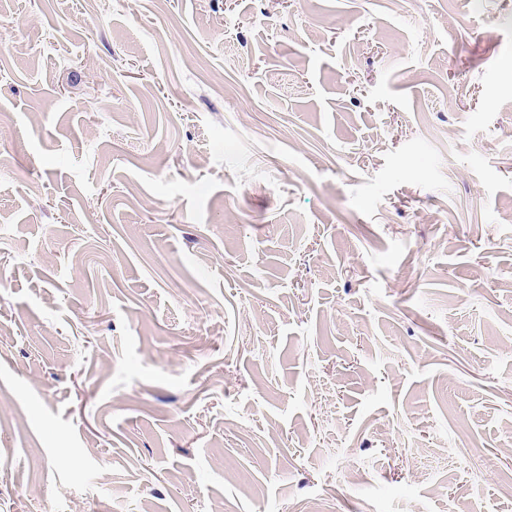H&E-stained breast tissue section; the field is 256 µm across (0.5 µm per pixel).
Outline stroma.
I'll return each instance as SVG.
<instances>
[{"instance_id":"35a3bbf8","label":"stroma","mask_w":512,"mask_h":512,"mask_svg":"<svg viewBox=\"0 0 512 512\" xmlns=\"http://www.w3.org/2000/svg\"><path fill=\"white\" fill-rule=\"evenodd\" d=\"M1 113L0 512H512V0H0Z\"/></svg>"}]
</instances>
